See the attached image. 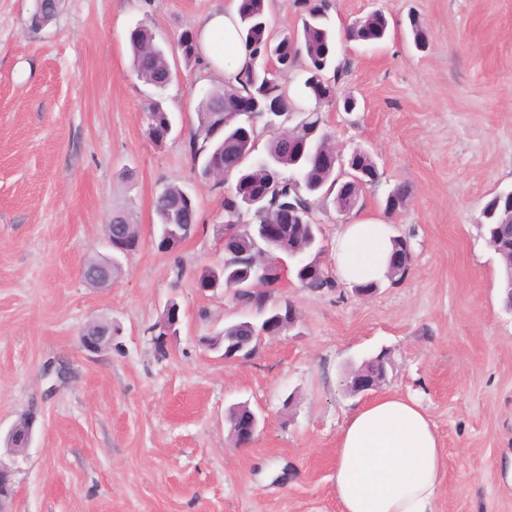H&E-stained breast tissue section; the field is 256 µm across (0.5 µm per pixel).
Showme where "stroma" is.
Listing matches in <instances>:
<instances>
[{
    "instance_id": "35a3bbf8",
    "label": "stroma",
    "mask_w": 512,
    "mask_h": 512,
    "mask_svg": "<svg viewBox=\"0 0 512 512\" xmlns=\"http://www.w3.org/2000/svg\"><path fill=\"white\" fill-rule=\"evenodd\" d=\"M228 2L62 0L36 28V0H0V434L38 415L24 454L0 443L15 472L10 512H339L336 442L366 401L344 380L383 350L386 391L417 399L446 451L438 512H512V311L479 228L486 199L512 190V0H326L336 31L376 11L389 30L375 45L339 44L325 74L355 111L301 103L337 149L367 151L380 173L356 215L317 203L322 243L353 217L385 220L409 239L411 270L366 298L285 280L275 296L295 304L297 327L232 361L201 339L239 315L224 290L196 287L224 258L230 186L200 179L192 149L195 108L225 79L177 57L156 93L128 42L143 23L174 43ZM156 97L173 117L160 143L145 117ZM172 182L196 200L197 225L166 252L153 200ZM398 183L410 201L389 220L382 201ZM121 208L142 245L111 287H91L80 269ZM172 299L181 322L160 343ZM95 321L112 324V343L89 353L79 337ZM243 403L264 419L246 448L226 420Z\"/></svg>"
}]
</instances>
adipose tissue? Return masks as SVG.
I'll list each match as a JSON object with an SVG mask.
<instances>
[{
	"label": "adipose tissue",
	"mask_w": 512,
	"mask_h": 512,
	"mask_svg": "<svg viewBox=\"0 0 512 512\" xmlns=\"http://www.w3.org/2000/svg\"><path fill=\"white\" fill-rule=\"evenodd\" d=\"M240 0L196 26L208 70L228 78L248 56L238 34ZM392 250L387 225L359 218L331 243L335 273L348 284L384 281ZM447 455L428 413L414 400L384 393L353 411L341 427L332 476L340 512H437Z\"/></svg>",
	"instance_id": "ef3b65f1"
}]
</instances>
